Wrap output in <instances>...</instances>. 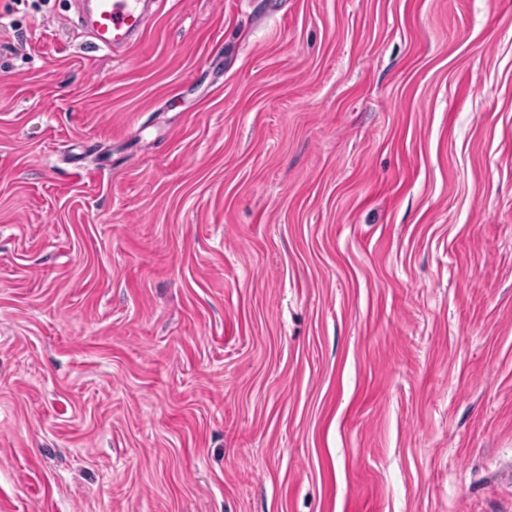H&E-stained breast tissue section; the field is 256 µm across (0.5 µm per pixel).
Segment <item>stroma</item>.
Returning a JSON list of instances; mask_svg holds the SVG:
<instances>
[{
  "instance_id": "obj_1",
  "label": "stroma",
  "mask_w": 512,
  "mask_h": 512,
  "mask_svg": "<svg viewBox=\"0 0 512 512\" xmlns=\"http://www.w3.org/2000/svg\"><path fill=\"white\" fill-rule=\"evenodd\" d=\"M0 0V512H512V0ZM139 0H94L79 12V23L98 49L122 52L148 27Z\"/></svg>"
}]
</instances>
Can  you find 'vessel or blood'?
<instances>
[{"label":"vessel or blood","instance_id":"b4317fda","mask_svg":"<svg viewBox=\"0 0 512 512\" xmlns=\"http://www.w3.org/2000/svg\"><path fill=\"white\" fill-rule=\"evenodd\" d=\"M78 20L97 48L113 52L127 49L148 27L139 0H93Z\"/></svg>","mask_w":512,"mask_h":512}]
</instances>
